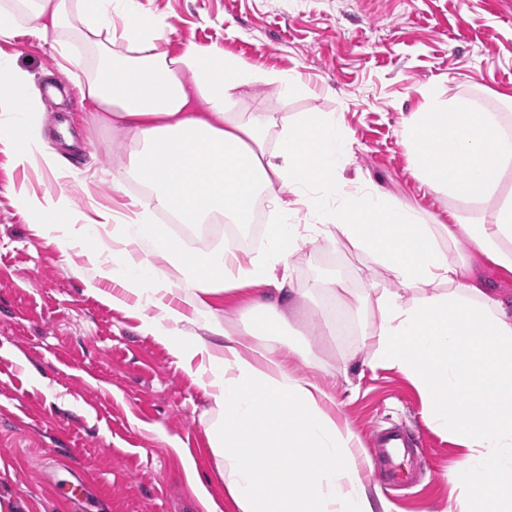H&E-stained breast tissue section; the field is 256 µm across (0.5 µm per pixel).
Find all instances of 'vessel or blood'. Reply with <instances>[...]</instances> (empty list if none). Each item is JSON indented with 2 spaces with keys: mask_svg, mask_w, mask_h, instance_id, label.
<instances>
[{
  "mask_svg": "<svg viewBox=\"0 0 512 512\" xmlns=\"http://www.w3.org/2000/svg\"><path fill=\"white\" fill-rule=\"evenodd\" d=\"M375 450L374 473L389 487L401 489L416 483L422 470H409L411 459L420 456V443L411 430L402 423L389 422L375 426L371 432Z\"/></svg>",
  "mask_w": 512,
  "mask_h": 512,
  "instance_id": "1",
  "label": "vessel or blood"
}]
</instances>
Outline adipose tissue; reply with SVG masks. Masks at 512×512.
Returning <instances> with one entry per match:
<instances>
[{
  "label": "adipose tissue",
  "mask_w": 512,
  "mask_h": 512,
  "mask_svg": "<svg viewBox=\"0 0 512 512\" xmlns=\"http://www.w3.org/2000/svg\"><path fill=\"white\" fill-rule=\"evenodd\" d=\"M24 7L35 31L73 28L92 46L97 67L80 95L127 139V173L149 194L131 198L128 213L100 212L96 223L64 192L40 199L21 191L16 204L42 236L65 216L55 243L84 255V284L101 301L157 310L142 330L168 347L212 402L218 417L205 434L237 512H392L333 397L293 371L304 349L280 337L286 310L302 294L282 268L311 240L292 222L295 204L419 290L412 302L397 292L376 296L378 323L365 335L370 363L406 376L427 422L461 448L448 479L480 489L474 512H512V299L473 275L483 261L512 279V193L501 191L512 171V119L433 87L422 111L404 119L411 174L426 193L452 202L446 223L371 185L347 192L350 139L335 114L281 118L277 146L268 149V118L235 111L236 91L263 82L286 95L301 85L296 74L259 69L215 45L169 53L161 47L164 20L139 0H26ZM0 142L12 145L18 165L59 170L32 74L2 56ZM260 196L278 212L261 257L245 258L231 245L191 256L154 222L155 213L171 212L188 227L218 215L246 224ZM110 223L122 231L109 247L99 229ZM245 286L255 289L248 309L270 320L259 349L232 336L209 304Z\"/></svg>",
  "instance_id": "1"
}]
</instances>
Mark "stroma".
<instances>
[{"mask_svg": "<svg viewBox=\"0 0 512 512\" xmlns=\"http://www.w3.org/2000/svg\"><path fill=\"white\" fill-rule=\"evenodd\" d=\"M167 24L164 49L218 45L262 69L297 73L303 90L284 97L262 82L241 87L243 113H335L351 137L343 170L347 191L376 185L422 211L448 216V200L425 192L402 145L403 119L420 111L423 91L469 94L495 112L512 113V0H140ZM71 42L78 67L61 69L59 40ZM0 53L30 70L41 98L43 134L61 157L59 175L21 168L0 145V502L16 512H234L215 477L203 423L212 404L156 338L140 332V314L101 302L81 279L78 251L62 256L35 235L14 202L19 190L68 193L74 208L117 207L146 189L125 176L129 147L92 120L78 84L95 62L75 31L59 38L26 32ZM167 225L192 252L226 243L224 217L190 228L166 212ZM288 260L303 291L287 314L290 341L306 350L301 376L332 388L344 416L367 439L375 425L418 429L439 480L384 496L393 512H464L478 493L446 479L458 447L425 420L416 388L394 370L370 368L362 333L377 322L372 308L335 334L336 297L316 283L343 279L354 292L393 281L372 256L332 248L321 236ZM249 291L212 297L225 327L246 333L240 309ZM84 474L110 488L109 508L60 498L52 482ZM211 478L213 508L198 499L195 477Z\"/></svg>", "mask_w": 512, "mask_h": 512, "instance_id": "stroma-1", "label": "stroma"}]
</instances>
